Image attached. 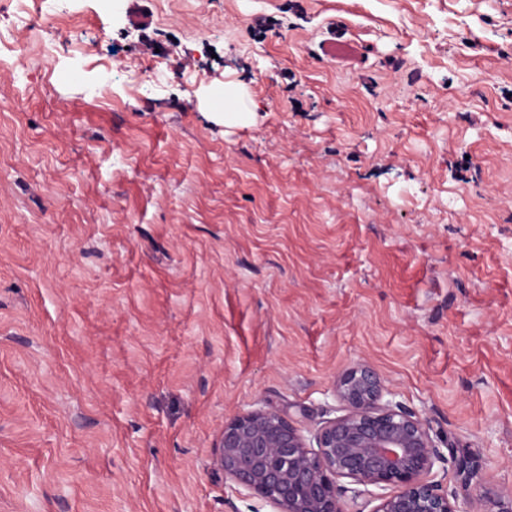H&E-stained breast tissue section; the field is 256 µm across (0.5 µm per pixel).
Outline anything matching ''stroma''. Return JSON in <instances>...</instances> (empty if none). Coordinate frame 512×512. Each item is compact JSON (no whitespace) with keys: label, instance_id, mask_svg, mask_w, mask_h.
<instances>
[{"label":"stroma","instance_id":"obj_1","mask_svg":"<svg viewBox=\"0 0 512 512\" xmlns=\"http://www.w3.org/2000/svg\"><path fill=\"white\" fill-rule=\"evenodd\" d=\"M61 7L89 55L0 0L33 44L0 70V512H273L225 421L313 436L359 362L442 490L465 457L511 506L512 0Z\"/></svg>","mask_w":512,"mask_h":512}]
</instances>
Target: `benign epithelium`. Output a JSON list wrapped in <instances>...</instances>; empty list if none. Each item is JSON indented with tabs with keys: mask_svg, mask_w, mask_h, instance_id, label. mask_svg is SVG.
I'll return each instance as SVG.
<instances>
[{
	"mask_svg": "<svg viewBox=\"0 0 512 512\" xmlns=\"http://www.w3.org/2000/svg\"><path fill=\"white\" fill-rule=\"evenodd\" d=\"M333 395L345 414L320 424L317 449L287 417L257 408L224 422L215 466L275 512H344L348 494L379 501L374 512H461L457 497L429 479L444 455L425 420L367 363L346 369Z\"/></svg>",
	"mask_w": 512,
	"mask_h": 512,
	"instance_id": "7a95c632",
	"label": "benign epithelium"
}]
</instances>
